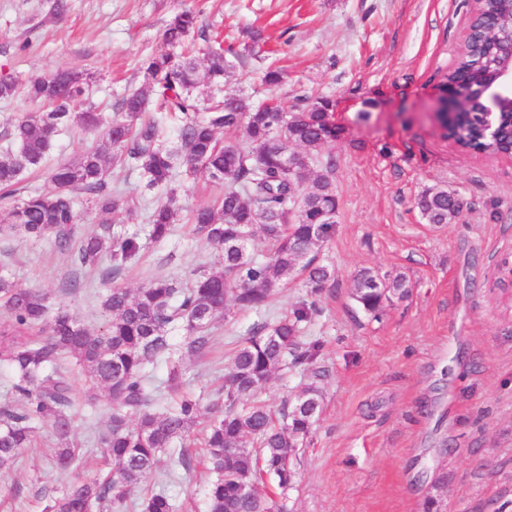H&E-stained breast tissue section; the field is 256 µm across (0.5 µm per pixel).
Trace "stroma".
<instances>
[{
	"mask_svg": "<svg viewBox=\"0 0 512 512\" xmlns=\"http://www.w3.org/2000/svg\"><path fill=\"white\" fill-rule=\"evenodd\" d=\"M0 0V78L18 84L60 69L91 73L87 97L98 121L61 128L36 171L25 173L13 201L0 203V226L14 202L50 190L57 165L101 147L118 104L143 84L141 65L167 51L164 31L184 8L199 11L208 35L233 46L237 58L223 85L200 77V101L234 92L275 99L293 109L300 92L332 101L337 129L328 147L335 161L336 232L320 258L335 270L323 311L307 323L305 341L322 344L323 410L299 449L296 478L275 497L279 512H512V299L496 287L498 264L512 254V158L462 151L435 119L434 88L455 61L469 22V0ZM260 32V52L249 49ZM283 71L267 86L269 67ZM111 190L132 199L133 212L112 221L144 234L150 209L175 196L172 235L146 243L116 278L136 289L155 276L191 285L210 269L212 248L198 240L189 211L223 193L205 172L177 167L170 190L150 188L141 172L108 169ZM445 185L463 202L450 223L422 218V192ZM405 275L408 298L372 319L351 292L360 270ZM70 258L45 240L0 236V274L17 287L41 288L51 307L66 308L97 330L108 285L87 276L81 293L63 284ZM302 277L288 282L270 310H232L213 330L210 353L186 360L185 390L222 383L233 348L258 322L275 321L304 298ZM113 406L76 405L72 436L81 466L51 463V419L36 422L34 447L0 470V512H43L45 494L104 472L96 440ZM184 472L162 452L148 485L164 489L178 512H206L210 475L192 445Z\"/></svg>",
	"mask_w": 512,
	"mask_h": 512,
	"instance_id": "35a3bbf8",
	"label": "stroma"
}]
</instances>
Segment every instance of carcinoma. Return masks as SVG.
<instances>
[{
	"mask_svg": "<svg viewBox=\"0 0 512 512\" xmlns=\"http://www.w3.org/2000/svg\"><path fill=\"white\" fill-rule=\"evenodd\" d=\"M477 10L474 36L444 78L454 80L463 74L480 90L501 56L480 38L477 28L483 18L493 17L502 33L511 35L512 4L479 0ZM198 31L199 14L184 9L171 17L164 37L169 44L180 45ZM206 62V76L224 77L229 62L223 47L212 48ZM142 72L144 87L121 101V117L112 122L103 148L55 168L54 190L14 206L13 223L0 227V232L53 240L69 253L73 273L66 288L78 293L86 286L88 272L98 270L110 279L142 249L141 238L107 219L129 201L117 193L106 194V165L138 169L149 187L163 188L180 163L224 183V194L198 206L190 217L193 232L215 249L214 269L201 273L190 288L158 276L134 293L118 286L108 289L101 300L105 322L95 332L62 307L51 311L47 292L18 288L0 276V310L5 314L0 321V367L13 375L17 395L16 404L0 408V470L11 467L21 450L31 447L32 422L44 417L54 420L56 467L67 470L77 462L70 441L72 363L86 378L84 404L95 407L104 392L115 406L107 431L98 436L109 470L102 477L78 478L62 494L49 496L45 512H123L130 506L139 512H174L176 505L165 491H149L142 482L165 448L190 473L192 458L172 444L187 440L201 419L206 420L202 447L213 474L207 488L208 512H274L269 484L285 489L292 483L295 448L307 439L316 417L297 408L295 401L277 417L257 394L276 372L300 364L310 373L302 394L316 408L322 405L323 371L316 367L321 345L301 343L300 333L320 311L323 289L335 275L317 262L336 229L335 163L325 155L333 140L332 103L301 95L302 105L288 113L277 104L255 105L244 96L227 94L224 104L202 112L192 94L198 79L195 60L162 53L147 59ZM89 80L82 72L61 69L30 82L28 95L46 110L30 112L13 125L12 146L0 153V201L13 197L20 176L41 164L59 128L74 120L97 123L96 113L78 111ZM153 91L165 111L180 118L176 152L162 144L160 123L144 118ZM484 124L485 115L476 105L462 106L450 120L449 136L488 155L508 153V134L486 137ZM240 128L249 148L230 138L219 140V131L230 135ZM291 145L303 150L307 164L289 171L281 159ZM314 161L322 171L312 177ZM77 193L106 215L97 232L80 237ZM417 206L427 223L446 224L463 203L442 186L427 189ZM176 215L174 197L157 204L148 215L147 238L159 242L169 237ZM104 260L109 261L106 267L101 266ZM298 273L304 275L306 298L279 320L248 331L224 367V397L184 395L175 405L159 408L161 392L153 375L158 364L166 366V391L178 392L183 360L209 351L213 326L228 316L227 303L240 310H264ZM409 293V281L402 274L386 280L365 269L354 281L356 302L375 317L384 302ZM177 328L185 332L180 345L173 343Z\"/></svg>",
	"mask_w": 512,
	"mask_h": 512,
	"instance_id": "1",
	"label": "carcinoma"
}]
</instances>
